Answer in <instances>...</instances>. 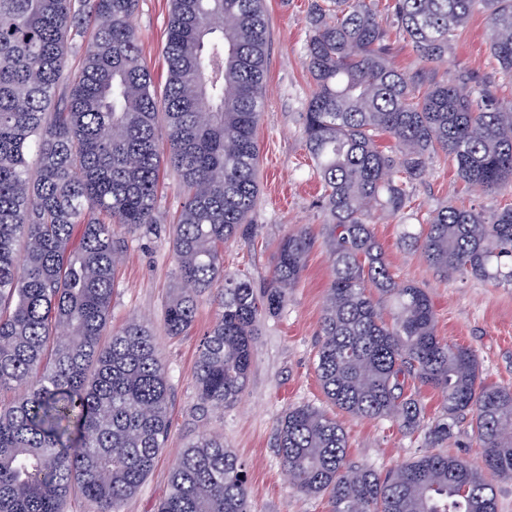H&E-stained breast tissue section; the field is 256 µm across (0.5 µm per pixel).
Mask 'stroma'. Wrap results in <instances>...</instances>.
Wrapping results in <instances>:
<instances>
[{"mask_svg": "<svg viewBox=\"0 0 512 512\" xmlns=\"http://www.w3.org/2000/svg\"><path fill=\"white\" fill-rule=\"evenodd\" d=\"M310 2L265 0L269 39L266 103L258 129L260 193L250 235L224 247V270L246 276L259 286L269 278L273 253L287 232L308 228L316 242L298 286L289 290L281 312L262 325L247 387L235 406L212 412L203 422L195 410V361L216 319V306L202 300L187 335L172 339L164 331V312L174 288L169 228L178 219L183 197L170 166H162L160 172L156 231L124 236L112 324L121 326L132 315L151 322L168 372L172 426L153 470L124 503L123 512H156L168 491L177 452L204 427L223 434L225 445L234 448L245 463L250 512L329 510L326 498L306 497L289 487L275 448L276 424L288 407L326 404L314 356L324 291L332 269L328 249L320 240L326 222L317 204L321 185L312 171L302 135V114L312 93L302 64ZM170 11L171 0H139L133 17L142 59L159 90L166 81L164 46ZM381 21L389 34V59L407 78L442 79L465 72L497 85L500 98L512 99V84L501 81L490 64L488 32L481 15L470 18L451 43L445 62L436 67L420 62L389 15H382ZM464 198L490 215L512 202V188L495 194L465 191L452 164L438 157L416 184L413 202L429 211ZM373 228L391 269L430 295L437 312L438 335L473 350L489 383L512 389V288L476 280L446 281L420 255L401 247V226L396 219L377 212ZM343 422L350 463L369 466L381 474L410 461L425 446L423 439L404 435L388 421L347 415Z\"/></svg>", "mask_w": 512, "mask_h": 512, "instance_id": "35a3bbf8", "label": "stroma"}]
</instances>
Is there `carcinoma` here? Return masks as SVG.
I'll use <instances>...</instances> for the list:
<instances>
[{
  "mask_svg": "<svg viewBox=\"0 0 512 512\" xmlns=\"http://www.w3.org/2000/svg\"><path fill=\"white\" fill-rule=\"evenodd\" d=\"M376 2L313 0L309 13L303 137L333 270L316 373L337 412L390 421L427 451L385 476L352 465L336 412L309 404L280 418L275 447L289 487L327 498L329 512H498L484 472L512 477V389L438 336L431 297L396 279L372 223L378 210L407 217L440 153L472 189L512 188V101L465 73L406 79ZM171 3L159 97L132 23L138 0H0V392H13L0 400V512H63L74 488L96 512H121L167 440L152 327L139 316L110 325L120 233L157 223L158 117L184 190L166 332L186 335L204 296L219 309L195 364L201 418L244 393L261 323L282 310L314 245L309 231L288 232L260 288L224 273V244L251 230L259 195L264 0ZM386 11L425 64L482 14L493 68L512 78V0H389ZM89 26L94 41L69 74L68 41ZM401 241L447 280L512 287V204L490 218L443 205L417 229L402 225ZM410 381L441 395L439 419H426ZM463 420L478 465L438 450ZM157 512H249L245 466L224 436L204 429L179 451Z\"/></svg>",
  "mask_w": 512,
  "mask_h": 512,
  "instance_id": "obj_1",
  "label": "carcinoma"
}]
</instances>
